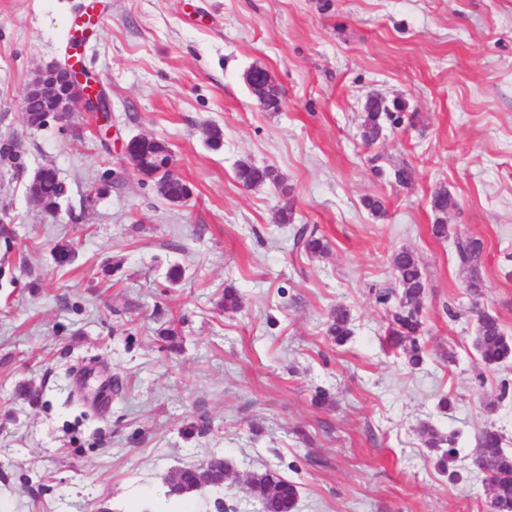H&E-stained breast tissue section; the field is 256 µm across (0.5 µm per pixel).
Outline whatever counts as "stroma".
I'll use <instances>...</instances> for the list:
<instances>
[{
	"instance_id": "1",
	"label": "stroma",
	"mask_w": 512,
	"mask_h": 512,
	"mask_svg": "<svg viewBox=\"0 0 512 512\" xmlns=\"http://www.w3.org/2000/svg\"><path fill=\"white\" fill-rule=\"evenodd\" d=\"M92 2L102 23L77 58L108 116L28 127V83L66 60ZM254 65L280 111L246 85ZM371 95L400 108L369 147ZM138 135L166 143L190 199L135 172L122 143ZM4 140L24 167L0 165V512H261L243 480L267 469L296 482L295 512H490L471 457L487 426L512 455V361L480 359L475 312L512 338V0H0ZM244 162L280 186L244 187ZM402 164L404 185L388 172ZM44 166L66 188L55 214L27 197ZM441 188L455 201L445 238ZM302 224L324 254L296 253ZM460 237L483 244L481 294ZM59 244L72 265L55 263ZM404 248L426 283L416 366L387 343ZM228 286L234 311L219 306ZM337 308L342 345L326 334ZM425 423L458 435L447 470ZM215 455L222 489L170 494L172 473ZM455 202L445 189L436 190L433 195V208L439 216L433 224L432 232L436 237H448V224L444 216L448 214V208Z\"/></svg>"
}]
</instances>
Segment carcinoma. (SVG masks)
<instances>
[{
    "instance_id": "1",
    "label": "carcinoma",
    "mask_w": 512,
    "mask_h": 512,
    "mask_svg": "<svg viewBox=\"0 0 512 512\" xmlns=\"http://www.w3.org/2000/svg\"><path fill=\"white\" fill-rule=\"evenodd\" d=\"M385 117H392L386 102L376 96L369 97L365 104L362 123V139L366 145H373L379 139L382 131L381 121ZM132 149L143 156H170L167 145L151 137L134 140ZM0 162L19 170L23 168L20 152L10 143L0 147ZM237 179L250 188L276 181L270 168L250 163H243L238 167ZM161 184L159 193L170 202L181 203L191 196V188L179 178L163 180ZM28 193L36 206L53 212L60 206L65 196V188L58 172L52 167H44L33 176ZM453 206L455 202L447 190L435 191L433 208L439 214L432 228L435 236H448V224L444 216L448 214V208ZM293 244L309 256L325 251V243L315 225H299L294 234ZM482 250L483 244L476 238L456 239L459 263L468 270L466 288L475 295L481 293L484 288L480 271ZM393 266L402 287V297L399 307L391 313L393 327L390 342L392 346L403 350L411 364L418 365L422 361V348L418 342L417 332L421 327L420 309L425 281L417 259L406 249L398 251L393 256ZM477 324L474 345L485 364L497 365L512 358V339L507 337L496 316L483 311L478 314ZM326 332L338 342H343L351 336L349 314L346 310L336 309ZM421 432L429 446L439 448L443 444L447 445V449L438 460L440 469L447 471L448 462L458 453L457 437L453 434L445 436L427 423L422 424ZM502 443L503 437L499 433L490 429L483 430L472 464L488 475L496 512H512V455L504 451ZM223 468L224 463L218 457L210 461L205 468H184L179 471L178 477L188 486L202 484L218 490L223 486L218 471ZM246 491L261 503L263 512H295L298 497L296 483L274 471L266 470L251 474Z\"/></svg>"
}]
</instances>
